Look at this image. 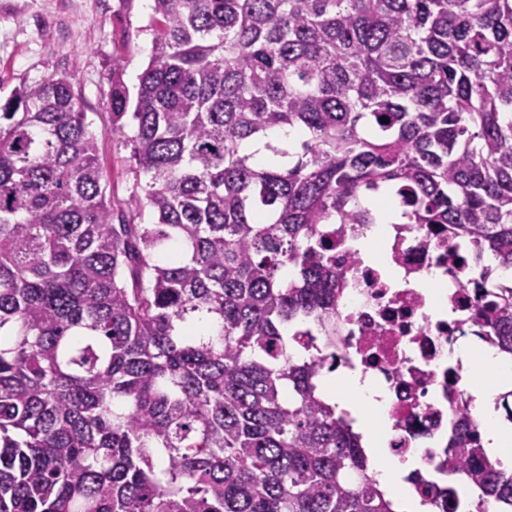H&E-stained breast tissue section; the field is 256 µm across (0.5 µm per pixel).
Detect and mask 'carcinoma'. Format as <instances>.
I'll return each instance as SVG.
<instances>
[{"mask_svg": "<svg viewBox=\"0 0 512 512\" xmlns=\"http://www.w3.org/2000/svg\"><path fill=\"white\" fill-rule=\"evenodd\" d=\"M151 27L133 112L110 96L125 215L67 78L0 102V512H397L290 329L336 337L322 225L378 223L383 186L512 268V0H153ZM482 298L512 356V288Z\"/></svg>", "mask_w": 512, "mask_h": 512, "instance_id": "cac0c4a2", "label": "carcinoma"}]
</instances>
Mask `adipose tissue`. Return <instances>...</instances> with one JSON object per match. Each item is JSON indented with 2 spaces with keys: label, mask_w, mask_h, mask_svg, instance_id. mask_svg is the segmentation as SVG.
<instances>
[{
  "label": "adipose tissue",
  "mask_w": 512,
  "mask_h": 512,
  "mask_svg": "<svg viewBox=\"0 0 512 512\" xmlns=\"http://www.w3.org/2000/svg\"><path fill=\"white\" fill-rule=\"evenodd\" d=\"M458 357L464 364L476 366L469 378L473 396V412L483 425V446L490 457L503 467L512 466V424L498 416L494 398L501 386L512 380V370L504 364V356L497 349L483 347L475 341L463 342ZM321 388L327 398L336 399L339 408L356 411V423L366 434L372 458L371 470L381 484L398 499L403 512H423V507L412 495L407 476L420 469L418 458L400 459L384 448L391 435L389 424H373L372 418L382 406L384 393L371 379L357 373H335L322 378Z\"/></svg>",
  "instance_id": "ef3b65f1"
}]
</instances>
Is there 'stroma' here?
<instances>
[{"mask_svg": "<svg viewBox=\"0 0 512 512\" xmlns=\"http://www.w3.org/2000/svg\"><path fill=\"white\" fill-rule=\"evenodd\" d=\"M151 16V0H0V101L24 82L67 77L98 136L117 213L127 208L137 165L127 139L112 131L109 99L116 84L135 91L152 53Z\"/></svg>", "mask_w": 512, "mask_h": 512, "instance_id": "35a3bbf8", "label": "stroma"}]
</instances>
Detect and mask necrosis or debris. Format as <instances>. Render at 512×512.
Here are the masks:
<instances>
[{
  "mask_svg": "<svg viewBox=\"0 0 512 512\" xmlns=\"http://www.w3.org/2000/svg\"><path fill=\"white\" fill-rule=\"evenodd\" d=\"M336 266L342 272L336 300L335 346L312 340L308 353H335L336 369L372 378L387 394L382 416L391 424L389 453L418 456L423 471L409 477L422 504L436 506L448 484V436L462 414L472 411L468 373L455 350L471 337L482 300L477 294L483 260L471 239L449 237L436 226L396 224L363 258L353 242L361 224H330ZM439 272L432 288L420 277ZM445 291L449 314L433 316L431 291Z\"/></svg>",
  "mask_w": 512,
  "mask_h": 512,
  "instance_id": "necrosis-or-debris-1",
  "label": "necrosis or debris"
}]
</instances>
